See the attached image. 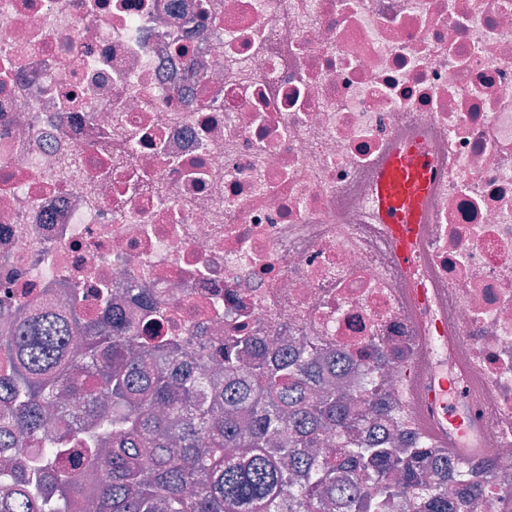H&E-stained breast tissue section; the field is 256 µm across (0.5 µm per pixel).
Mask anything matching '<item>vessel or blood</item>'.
<instances>
[{
    "instance_id": "vessel-or-blood-1",
    "label": "vessel or blood",
    "mask_w": 512,
    "mask_h": 512,
    "mask_svg": "<svg viewBox=\"0 0 512 512\" xmlns=\"http://www.w3.org/2000/svg\"><path fill=\"white\" fill-rule=\"evenodd\" d=\"M433 177L432 158L414 144L396 148L379 173L374 203L392 231L402 263L417 260L412 242ZM443 416L445 426L438 435L441 445L449 453H459L464 449L465 425L451 406H444Z\"/></svg>"
}]
</instances>
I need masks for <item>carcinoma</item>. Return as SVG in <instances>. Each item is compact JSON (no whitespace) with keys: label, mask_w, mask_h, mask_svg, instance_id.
I'll return each instance as SVG.
<instances>
[{"label":"carcinoma","mask_w":512,"mask_h":512,"mask_svg":"<svg viewBox=\"0 0 512 512\" xmlns=\"http://www.w3.org/2000/svg\"><path fill=\"white\" fill-rule=\"evenodd\" d=\"M80 302L0 334V512H394L401 499L465 512L482 490L469 471L448 481V450L427 437H371L393 408L376 346L354 388L315 345L284 356L245 329L156 343ZM70 396L86 399L83 416ZM73 455L85 482L58 467Z\"/></svg>","instance_id":"carcinoma-1"}]
</instances>
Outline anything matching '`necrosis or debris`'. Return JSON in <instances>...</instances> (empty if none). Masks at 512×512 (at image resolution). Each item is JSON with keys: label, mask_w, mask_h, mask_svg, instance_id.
I'll return each mask as SVG.
<instances>
[{"label": "necrosis or debris", "mask_w": 512, "mask_h": 512, "mask_svg": "<svg viewBox=\"0 0 512 512\" xmlns=\"http://www.w3.org/2000/svg\"><path fill=\"white\" fill-rule=\"evenodd\" d=\"M409 142L437 173L406 267L372 199ZM72 284L349 381L383 338L403 434L472 384L479 512H512V0H0V333Z\"/></svg>", "instance_id": "1"}]
</instances>
